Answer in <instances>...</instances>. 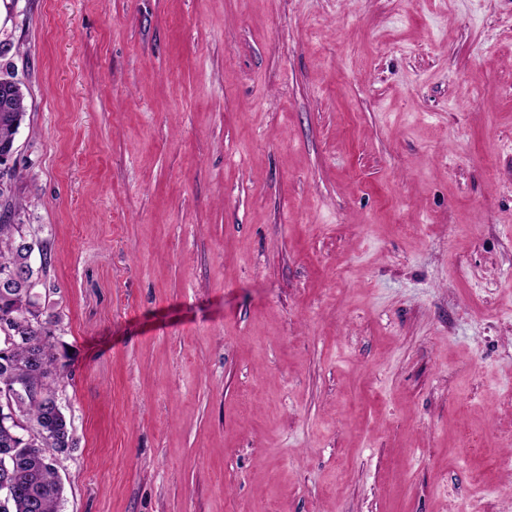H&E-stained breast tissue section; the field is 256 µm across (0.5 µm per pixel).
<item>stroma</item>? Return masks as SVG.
Segmentation results:
<instances>
[{"instance_id":"obj_1","label":"stroma","mask_w":512,"mask_h":512,"mask_svg":"<svg viewBox=\"0 0 512 512\" xmlns=\"http://www.w3.org/2000/svg\"><path fill=\"white\" fill-rule=\"evenodd\" d=\"M0 40L61 512H512V0H0ZM10 112H0V143L5 139L15 141L17 129L20 127L22 117L25 116V96L23 91H14Z\"/></svg>"}]
</instances>
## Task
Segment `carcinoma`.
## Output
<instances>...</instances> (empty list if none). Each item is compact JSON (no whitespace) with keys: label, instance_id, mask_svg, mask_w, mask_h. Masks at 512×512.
Wrapping results in <instances>:
<instances>
[{"label":"carcinoma","instance_id":"carcinoma-1","mask_svg":"<svg viewBox=\"0 0 512 512\" xmlns=\"http://www.w3.org/2000/svg\"><path fill=\"white\" fill-rule=\"evenodd\" d=\"M25 116V96L14 92L11 111L0 112V143L16 139L17 129ZM23 204L12 203V208L0 213V274L15 272L8 295L0 294V316L17 313L21 305L35 301L30 280L47 278L52 264L50 246H45L44 262L39 267L29 264L19 225L12 219V211H20ZM55 320L44 325L14 324V339L6 342L0 337V387L12 380L24 386L23 394L13 402L14 411L29 425L34 438L27 445L17 438L15 428L0 425V449L14 450L13 477L17 491L7 512H60L63 486L54 463L40 448H51L63 453L71 441V422L67 420L57 401V380L71 377L70 363L58 356Z\"/></svg>","mask_w":512,"mask_h":512}]
</instances>
